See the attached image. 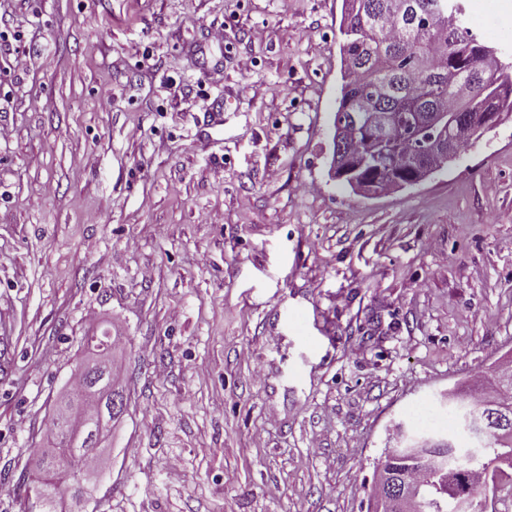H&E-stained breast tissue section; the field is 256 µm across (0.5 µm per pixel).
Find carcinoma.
Instances as JSON below:
<instances>
[{
    "label": "carcinoma",
    "instance_id": "obj_1",
    "mask_svg": "<svg viewBox=\"0 0 512 512\" xmlns=\"http://www.w3.org/2000/svg\"><path fill=\"white\" fill-rule=\"evenodd\" d=\"M391 0H344L339 32L342 60L341 96L336 120L342 123L344 162L336 168L349 176L344 183L351 188H372L385 178L404 183L424 175L429 163L417 152L404 160L410 145H420L425 134L417 127L418 112L448 113V138L473 139L481 135L479 123L462 120L468 111L458 98V85L468 82L482 63H497V78L476 85L478 101L475 112L501 114L512 112V60L495 58L497 50L481 43L466 25L464 17L448 22L436 21L438 5L445 0H399L408 4L387 28L376 17ZM370 102L380 112L400 116L393 135L394 147L388 148L384 138L375 134L360 116V106ZM84 345L97 354L110 350L109 333L102 331L83 337ZM124 393L117 386L114 372L106 376L82 375L73 378L72 398L65 410L49 419L57 443L67 452L62 457L64 482L73 484V497L80 498L84 488L78 467L70 457L85 458L88 448L96 443L100 422L106 423L123 414ZM92 409L91 422L82 437L71 443L69 418L73 413ZM423 451L450 455L459 449L451 435L429 434L420 437ZM387 466L408 480L416 471L412 459L399 449L386 453ZM480 479L478 466L464 465L449 476L448 481L431 490L419 512H453L456 493H468Z\"/></svg>",
    "mask_w": 512,
    "mask_h": 512
}]
</instances>
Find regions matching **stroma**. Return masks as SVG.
<instances>
[{"label":"stroma","instance_id":"obj_1","mask_svg":"<svg viewBox=\"0 0 512 512\" xmlns=\"http://www.w3.org/2000/svg\"><path fill=\"white\" fill-rule=\"evenodd\" d=\"M341 5L0 0V512L96 328L129 407L60 512H367L409 409L512 361V112L353 192ZM463 5L512 56V0Z\"/></svg>","mask_w":512,"mask_h":512}]
</instances>
